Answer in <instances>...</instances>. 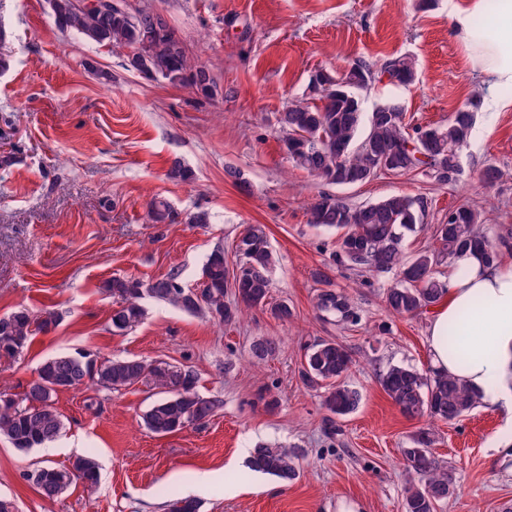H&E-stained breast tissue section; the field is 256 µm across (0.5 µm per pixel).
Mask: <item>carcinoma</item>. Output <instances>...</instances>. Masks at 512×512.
<instances>
[{
	"mask_svg": "<svg viewBox=\"0 0 512 512\" xmlns=\"http://www.w3.org/2000/svg\"><path fill=\"white\" fill-rule=\"evenodd\" d=\"M49 6L58 29L73 32L89 43L131 51L129 67L144 76L174 86L187 84L205 97L214 95L216 85L210 71L192 62L183 40L163 14L132 9L125 0H115L106 10L79 8L76 0H49ZM414 72L413 58L402 55L386 60L378 69L357 64L341 73L322 71L311 76L309 98L292 102L279 117L283 141L304 146L289 151L288 160L326 184H345L346 172L366 179L375 177L382 171L384 158L390 173L419 172L441 182L455 181L460 172L458 154L471 137L477 106L457 109L446 125L411 130L405 122L404 103L390 96L363 117L359 91L383 80L405 87V76ZM427 210L426 198L397 194L351 206L336 195L320 193L308 204L309 223L342 231L336 241L334 262L373 274L399 273L400 284L387 289L385 304L400 316H417L441 299L443 284L436 269L443 262L472 250L478 251L488 265L512 260V231L503 230L490 238L480 226V212L469 207L449 211L448 222L434 227L437 247L405 255L403 240L406 234L423 227ZM151 214L157 224L175 218L164 201L151 203ZM235 254L234 272L224 263V251L217 249L209 255L202 269L206 288L199 294L184 287L177 274L149 282L112 278L104 288L120 300L111 315L113 331H128L141 323L145 310L140 299L146 294L183 312L206 314L220 323L231 324L246 310L266 307L276 318L288 320V304L271 302V273L277 258L265 226L247 225L235 245ZM313 279L321 284L314 307L322 316L343 323L358 321L357 308L345 290L333 288L329 276L321 270L313 272ZM59 319V314L50 310L38 318L26 310L0 318V353L15 356L36 333L56 327ZM276 350L275 342L258 340L251 345L250 354L260 363ZM352 365L351 352L334 340L318 339L304 346L299 375L308 387L324 390V423L329 431L336 429V419L353 412L358 404V392L346 382ZM89 382L110 391L139 383L153 390L155 401L143 422L157 435L202 426L223 406L221 400L198 391V374L190 367L162 366L140 359L96 364L87 353L59 354L40 363L36 378L20 400L0 398V435L21 451L46 446L63 429L53 403L55 395ZM379 382L399 411L411 419L427 417L450 423L480 404L479 396L455 378L428 375L411 367L390 366L382 371ZM412 443L403 450L408 474L405 512H437L456 494L455 479L432 453L430 429H420ZM247 467L283 481L297 476L295 455L282 448H254ZM35 472L37 490L48 499L63 494L75 478L91 486L98 479L97 463L90 455L75 458L68 468L45 465ZM165 507L167 512H199L200 505L193 498H180L167 502Z\"/></svg>",
	"mask_w": 512,
	"mask_h": 512,
	"instance_id": "carcinoma-1",
	"label": "carcinoma"
}]
</instances>
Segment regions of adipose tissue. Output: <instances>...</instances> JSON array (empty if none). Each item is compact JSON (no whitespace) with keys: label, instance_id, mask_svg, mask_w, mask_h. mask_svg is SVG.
Returning a JSON list of instances; mask_svg holds the SVG:
<instances>
[{"label":"adipose tissue","instance_id":"adipose-tissue-1","mask_svg":"<svg viewBox=\"0 0 512 512\" xmlns=\"http://www.w3.org/2000/svg\"><path fill=\"white\" fill-rule=\"evenodd\" d=\"M484 8L485 0H469L467 8L454 11L456 37L488 87L512 85V0H496V25L489 33L473 24ZM444 283L426 331L431 365L478 392L512 434V263L488 265L467 252L451 260ZM473 306L478 312L464 325L459 349L449 350V324Z\"/></svg>","mask_w":512,"mask_h":512}]
</instances>
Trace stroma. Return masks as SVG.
Segmentation results:
<instances>
[{
    "label": "stroma",
    "mask_w": 512,
    "mask_h": 512,
    "mask_svg": "<svg viewBox=\"0 0 512 512\" xmlns=\"http://www.w3.org/2000/svg\"><path fill=\"white\" fill-rule=\"evenodd\" d=\"M137 3L164 14L190 57L215 77L214 96L147 78L127 67L125 51L60 32L47 0H0L7 34L0 51L11 60L0 72V143L12 152L11 165L0 166V317L20 309L61 316L21 353L0 357V395L21 398L43 359L82 350L100 360L193 367L200 392L223 406L203 426L160 436L142 421L152 402L144 385L59 392L64 429L49 447L21 452L0 437V499L14 512H164L173 497L195 498L200 512H405L403 450L428 426L432 450L457 485L439 512H504L512 506V438L499 414L481 405L459 421L430 425L405 417L379 383L392 365L430 369L432 311L390 313L384 292L395 274L335 265V231L312 226L307 214L309 200L325 190L354 205L425 196L432 206L425 229L405 241L409 255L431 245L433 227L460 206L478 209L488 234L512 225V86L487 88L472 70L452 26L464 0H434L428 9L418 0ZM398 55L415 58V83L399 90L375 84L363 94L365 110L396 93L408 123L434 127L472 98L491 94L503 104L476 112L458 181L381 173L328 187L292 167L277 117L306 94L311 72L377 67ZM176 159L192 180L169 178ZM490 163L505 176L488 188L480 172ZM231 168L242 183L228 176ZM155 198L171 205L174 223L151 222ZM198 211L209 213L210 224L189 223ZM247 224L266 227L279 259L273 298L288 302V320L256 310L225 325L147 297L143 323L113 331L118 301L105 281L176 273L197 288L216 248L234 266ZM318 269L352 294L357 325L314 309ZM263 338L279 349L256 365L249 347ZM316 338L336 340L353 357L346 381L360 400L334 435L324 430L320 392L298 378L303 347ZM270 399L275 408H266ZM259 444L298 453L299 477L272 476L275 492L256 490L246 458ZM89 452L98 464L95 487L78 480L49 500L24 478L37 465L62 467ZM204 472L213 478L202 485Z\"/></svg>",
    "instance_id": "1"
}]
</instances>
